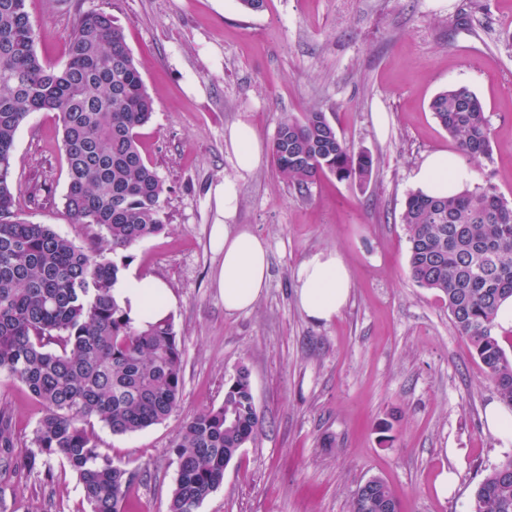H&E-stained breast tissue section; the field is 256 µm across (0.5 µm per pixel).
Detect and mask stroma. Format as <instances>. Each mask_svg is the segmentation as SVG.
Wrapping results in <instances>:
<instances>
[{
  "label": "stroma",
  "instance_id": "stroma-1",
  "mask_svg": "<svg viewBox=\"0 0 512 512\" xmlns=\"http://www.w3.org/2000/svg\"><path fill=\"white\" fill-rule=\"evenodd\" d=\"M36 50L64 64L76 14H111L142 66L155 112L140 131L164 180L168 229L135 248L128 270L167 284L184 350L180 405L165 421L115 435L100 450L141 471L127 512H169L171 445L189 415L219 405L247 368L262 429L230 462L223 485L196 512H349L357 486L383 479L401 512H468L491 468L512 454L482 413L498 394L444 299L408 269L401 220L413 176L431 152L457 154L429 110L440 90L465 84L482 100L492 155L463 159L476 184L512 204V0H27ZM322 109L375 167L367 182L325 176L299 192L270 155L238 177L236 223L268 245L269 284L246 312L230 314L212 285L223 255L210 236L211 188L236 175L224 139L249 123L270 146L285 117ZM17 208L83 246L96 228L64 207L67 163L58 119L31 113L15 139ZM343 256L352 294L332 321L296 301L303 260ZM0 409L16 448L0 473V512H87L75 474L52 461L53 482L23 456L40 408L0 376ZM455 472L451 495L438 492Z\"/></svg>",
  "mask_w": 512,
  "mask_h": 512
}]
</instances>
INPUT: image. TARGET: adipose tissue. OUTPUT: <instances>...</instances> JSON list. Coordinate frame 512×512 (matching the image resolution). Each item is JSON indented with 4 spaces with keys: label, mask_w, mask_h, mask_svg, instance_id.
Wrapping results in <instances>:
<instances>
[{
    "label": "adipose tissue",
    "mask_w": 512,
    "mask_h": 512,
    "mask_svg": "<svg viewBox=\"0 0 512 512\" xmlns=\"http://www.w3.org/2000/svg\"><path fill=\"white\" fill-rule=\"evenodd\" d=\"M237 171L225 178L210 195L217 218L211 239L224 257L214 285L229 313L248 310L263 295L269 281L268 247L250 227L236 223L239 205L238 176L256 169L263 146L251 125L242 122L225 139ZM414 187L429 195H448L470 185L469 177L456 156L445 151L430 154L414 175ZM352 282L341 255L333 249L321 250L306 258L297 275L296 299L301 311L316 322L332 321L345 307ZM118 304L127 309L135 323L158 322L167 316L174 298L166 286L134 276L121 277L112 289Z\"/></svg>",
    "instance_id": "adipose-tissue-1"
}]
</instances>
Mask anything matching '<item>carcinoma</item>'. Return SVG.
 I'll use <instances>...</instances> for the list:
<instances>
[{"label":"carcinoma","mask_w":512,"mask_h":512,"mask_svg":"<svg viewBox=\"0 0 512 512\" xmlns=\"http://www.w3.org/2000/svg\"><path fill=\"white\" fill-rule=\"evenodd\" d=\"M26 2L0 0V375L24 386L41 407L24 466L39 472L55 458L76 474L90 512H125L126 492L140 471L102 454L90 423L115 435L144 430L177 409L184 383L173 316L140 326L112 296L131 262L127 251L168 228L164 180L139 142L154 101L111 15H77L66 63L56 68L36 52ZM429 109L461 154L489 157L486 110L469 86L441 90ZM33 112L58 115L66 212L73 223L102 232L86 246L17 212L15 136ZM271 153L283 177L300 188L327 174L365 182L375 166L318 109L285 118ZM402 223L412 279L442 294L455 328L512 407V357L493 335L499 307L512 298V205L491 185L451 196L414 191ZM261 426L242 367L221 405L185 420L173 444L169 512H196ZM12 448L11 419L0 411V451L9 455ZM350 512H400V506L387 484L372 478L355 490ZM469 512H512L511 455L477 485Z\"/></svg>","instance_id":"cac0c4a2"}]
</instances>
